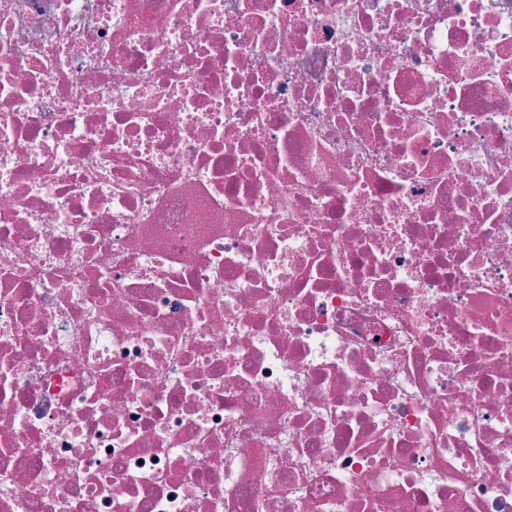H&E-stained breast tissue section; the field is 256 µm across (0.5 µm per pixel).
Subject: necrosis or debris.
Listing matches in <instances>:
<instances>
[{"mask_svg": "<svg viewBox=\"0 0 512 512\" xmlns=\"http://www.w3.org/2000/svg\"><path fill=\"white\" fill-rule=\"evenodd\" d=\"M0 512H512V0H0Z\"/></svg>", "mask_w": 512, "mask_h": 512, "instance_id": "4bbe7bcc", "label": "necrosis or debris"}]
</instances>
